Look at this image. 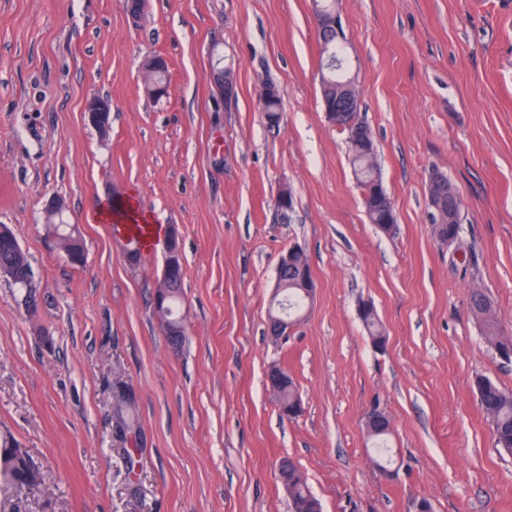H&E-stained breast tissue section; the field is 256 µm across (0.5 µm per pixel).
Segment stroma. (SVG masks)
I'll use <instances>...</instances> for the list:
<instances>
[{
	"instance_id": "35a3bbf8",
	"label": "stroma",
	"mask_w": 512,
	"mask_h": 512,
	"mask_svg": "<svg viewBox=\"0 0 512 512\" xmlns=\"http://www.w3.org/2000/svg\"><path fill=\"white\" fill-rule=\"evenodd\" d=\"M337 9L393 235L370 223L347 135L322 108L312 0H146L137 23L126 0H0V225L33 272L28 290L0 279V448L38 474L21 492L0 480V512H290L284 457L323 512H412L419 498L433 512H512V452L475 385L512 390V362L469 307L482 290L512 334V0ZM154 55L168 64L160 99L141 80ZM217 60L232 100L209 79ZM264 81L281 92L274 127ZM94 98L112 102L108 134L84 118ZM436 172L462 201L450 245L428 206ZM117 192L178 234L179 347L153 306L162 243L129 263L96 216ZM54 200L83 265L45 222ZM295 245L316 293L274 341L276 266ZM274 364L298 387L294 419L266 388ZM375 402L393 424L386 473L364 426Z\"/></svg>"
}]
</instances>
